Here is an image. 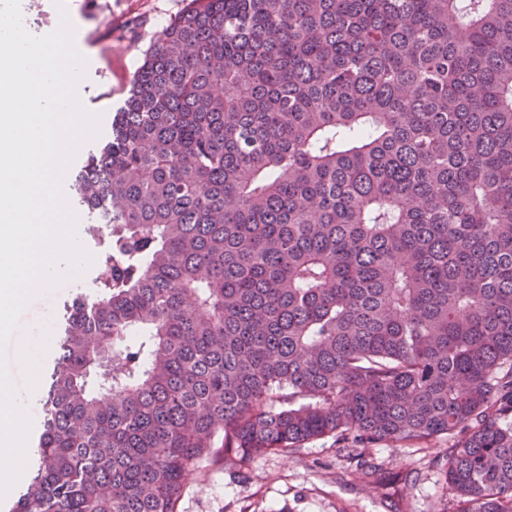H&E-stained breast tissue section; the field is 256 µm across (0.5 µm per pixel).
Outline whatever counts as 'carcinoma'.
Returning a JSON list of instances; mask_svg holds the SVG:
<instances>
[{
	"label": "carcinoma",
	"instance_id": "obj_1",
	"mask_svg": "<svg viewBox=\"0 0 512 512\" xmlns=\"http://www.w3.org/2000/svg\"><path fill=\"white\" fill-rule=\"evenodd\" d=\"M70 188L67 308L12 512H177L322 437L454 439L512 512V0H183Z\"/></svg>",
	"mask_w": 512,
	"mask_h": 512
}]
</instances>
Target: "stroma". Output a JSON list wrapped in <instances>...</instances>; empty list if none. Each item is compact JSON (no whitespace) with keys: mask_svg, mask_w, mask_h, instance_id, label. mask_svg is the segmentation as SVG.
<instances>
[{"mask_svg":"<svg viewBox=\"0 0 512 512\" xmlns=\"http://www.w3.org/2000/svg\"><path fill=\"white\" fill-rule=\"evenodd\" d=\"M78 33L75 45L87 66L79 83L83 108L100 114L102 130L122 104L132 74L154 31L173 17L182 0H65ZM147 25H138V18ZM98 271L89 267L30 302L6 347L16 361L20 339L44 337L33 345L40 378L53 367L55 342L62 315L76 294L93 296ZM450 444L435 438L422 446L384 444L375 448H346L335 439L312 440L288 453L256 458L247 480L225 470L220 457L191 471L185 480L178 512H447L452 499L441 466ZM397 475L395 493L369 485L362 464Z\"/></svg>","mask_w":512,"mask_h":512,"instance_id":"obj_1","label":"stroma"}]
</instances>
